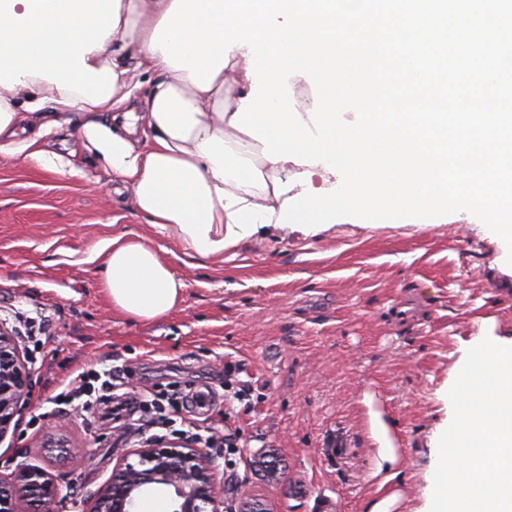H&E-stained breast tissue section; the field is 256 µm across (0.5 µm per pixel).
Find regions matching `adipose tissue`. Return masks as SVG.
I'll return each instance as SVG.
<instances>
[{
    "mask_svg": "<svg viewBox=\"0 0 512 512\" xmlns=\"http://www.w3.org/2000/svg\"><path fill=\"white\" fill-rule=\"evenodd\" d=\"M173 0H0V153L33 168L72 172L64 155L43 149L40 134L72 125L81 147L128 191L138 214L181 251L202 259L276 223L277 164L231 120L229 92L248 85L247 48H236L209 90L167 65L150 47ZM146 110L127 111L140 80ZM38 135L20 140L21 121ZM101 287L120 314L144 322L167 317L187 285L150 241L129 232L93 246ZM371 429L385 466L369 512H393L399 456L380 414Z\"/></svg>",
    "mask_w": 512,
    "mask_h": 512,
    "instance_id": "1",
    "label": "adipose tissue"
}]
</instances>
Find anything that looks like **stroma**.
I'll list each match as a JSON object with an SVG mask.
<instances>
[{"label":"stroma","instance_id":"stroma-1","mask_svg":"<svg viewBox=\"0 0 512 512\" xmlns=\"http://www.w3.org/2000/svg\"><path fill=\"white\" fill-rule=\"evenodd\" d=\"M74 150L76 172L56 176L0 155V321L45 322L46 344L29 354L32 392L0 438V475L44 469L60 487L54 512H82L138 446L109 408L91 417L55 412L51 402L78 373L114 358L124 389L179 383L212 387L206 417L239 432L241 457L220 460L224 501L238 512L263 495L270 512H367L378 444L369 412L395 437L403 483L397 512H420L435 451L430 437L448 418L441 396L477 336H512V270L469 213L444 224H265L223 258L188 257L174 268L187 284L166 318L133 322L99 287L91 248L134 232L174 249L116 194L111 176L78 148L76 136L46 137ZM252 388L250 410L224 408V366ZM63 441L66 452L47 445ZM276 449L278 481L260 452Z\"/></svg>","mask_w":512,"mask_h":512}]
</instances>
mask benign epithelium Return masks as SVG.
I'll return each instance as SVG.
<instances>
[{
  "label": "benign epithelium",
  "mask_w": 512,
  "mask_h": 512,
  "mask_svg": "<svg viewBox=\"0 0 512 512\" xmlns=\"http://www.w3.org/2000/svg\"><path fill=\"white\" fill-rule=\"evenodd\" d=\"M31 392V380L15 332L0 322V438L10 429ZM99 491L89 512H139L157 492L169 497V512H218L224 487L217 464L205 449L188 443L154 441L135 452ZM60 494L44 470L20 466L0 479V512H52Z\"/></svg>",
  "instance_id": "1"
}]
</instances>
